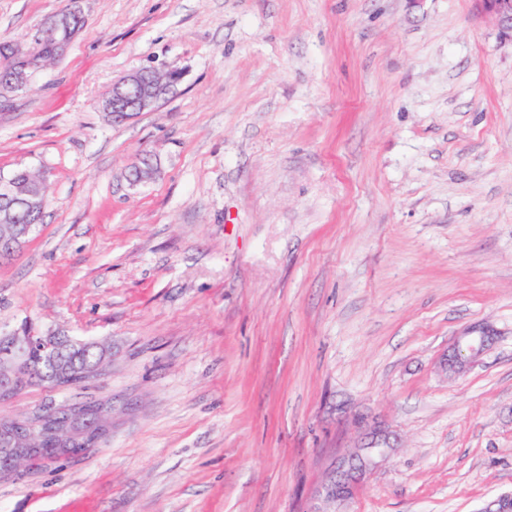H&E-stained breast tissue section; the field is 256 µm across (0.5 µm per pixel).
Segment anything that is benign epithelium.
<instances>
[{"mask_svg":"<svg viewBox=\"0 0 512 512\" xmlns=\"http://www.w3.org/2000/svg\"><path fill=\"white\" fill-rule=\"evenodd\" d=\"M481 11L490 15L502 37L512 41V0H475ZM80 9L75 7L66 15L56 14L43 24L33 37L28 49L13 46V53L0 57V84L12 91L23 89L31 73L44 61L41 47L50 33H55L51 56H63L71 43V38L79 26ZM175 71L158 73L154 68H141L126 74L112 85L111 94L100 104L102 111L118 121H125L139 112L152 110L161 98L179 81ZM0 199L6 202H21L32 213H44L47 206V192L44 184H32L25 179L0 176ZM32 229L27 224L15 223L10 208L0 210V258L7 259L21 248ZM61 334L55 332H30L26 329L0 334V402L18 392L21 380L33 379L29 367L30 350L41 345L49 354L48 374L53 384L64 387L73 384L71 372L64 360L56 354ZM494 341L487 328L473 327L456 338L448 350L445 366L453 374L467 372L484 354ZM46 416L35 421H23L14 430L3 436V441L18 444L26 435L40 431ZM387 446L386 435L372 434L370 442L362 445L336 469V476L328 487V495L337 498L348 493L356 479V474L365 470L372 460H364L365 455L382 453Z\"/></svg>","mask_w":512,"mask_h":512,"instance_id":"7a95c632","label":"benign epithelium"}]
</instances>
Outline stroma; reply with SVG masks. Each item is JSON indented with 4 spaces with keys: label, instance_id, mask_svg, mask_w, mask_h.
<instances>
[{
    "label": "stroma",
    "instance_id": "1",
    "mask_svg": "<svg viewBox=\"0 0 512 512\" xmlns=\"http://www.w3.org/2000/svg\"><path fill=\"white\" fill-rule=\"evenodd\" d=\"M72 0H0L27 43ZM0 98V175L47 186L0 331L107 343L0 415L109 427L0 480V512H482L512 492V43L473 0H81ZM143 67L153 111L99 108ZM155 174L134 184V164ZM493 345L448 375L457 336ZM395 445L324 487L363 433ZM179 79L176 71L160 74L155 68H141L115 81L111 94L100 107L117 121H125L139 112L152 110Z\"/></svg>",
    "mask_w": 512,
    "mask_h": 512
}]
</instances>
